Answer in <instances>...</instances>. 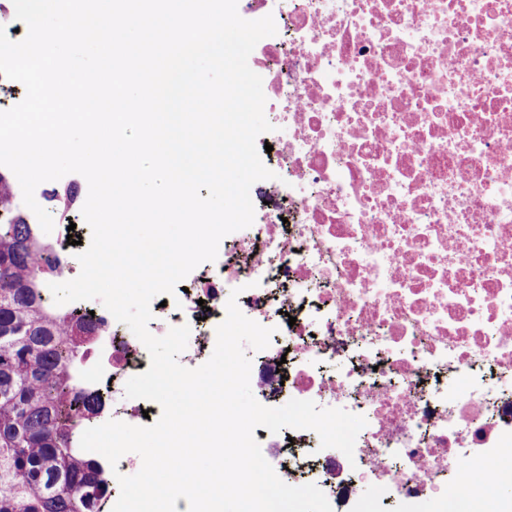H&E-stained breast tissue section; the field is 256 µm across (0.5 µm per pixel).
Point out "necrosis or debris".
I'll list each match as a JSON object with an SVG mask.
<instances>
[{"mask_svg":"<svg viewBox=\"0 0 512 512\" xmlns=\"http://www.w3.org/2000/svg\"><path fill=\"white\" fill-rule=\"evenodd\" d=\"M248 3L287 20V40L256 45L281 176L256 183L263 222L152 305L151 334L189 326L179 361L196 367L238 291L272 331L251 354L257 401L367 421L350 458L308 429L254 430L278 476L310 474L333 512L368 492L379 512H512V0ZM82 306L96 331L75 385L111 392L113 419L158 420L125 395L147 349Z\"/></svg>","mask_w":512,"mask_h":512,"instance_id":"4bbe7bcc","label":"necrosis or debris"}]
</instances>
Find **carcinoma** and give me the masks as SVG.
I'll use <instances>...</instances> for the list:
<instances>
[{
  "label": "carcinoma",
  "instance_id": "obj_1",
  "mask_svg": "<svg viewBox=\"0 0 512 512\" xmlns=\"http://www.w3.org/2000/svg\"><path fill=\"white\" fill-rule=\"evenodd\" d=\"M0 173V512H102L112 479L79 451L100 393L77 391L71 375L94 331L87 312L66 322L46 305L40 242L15 208Z\"/></svg>",
  "mask_w": 512,
  "mask_h": 512
}]
</instances>
